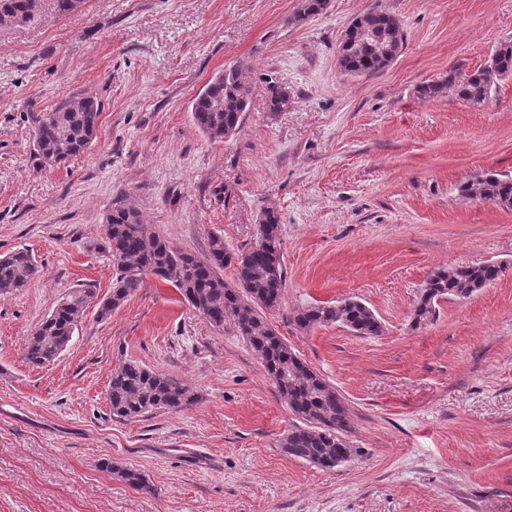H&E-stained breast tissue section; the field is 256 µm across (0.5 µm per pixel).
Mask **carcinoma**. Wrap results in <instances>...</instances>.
Listing matches in <instances>:
<instances>
[{
  "instance_id": "carcinoma-1",
  "label": "carcinoma",
  "mask_w": 512,
  "mask_h": 512,
  "mask_svg": "<svg viewBox=\"0 0 512 512\" xmlns=\"http://www.w3.org/2000/svg\"><path fill=\"white\" fill-rule=\"evenodd\" d=\"M329 0H301L297 19L323 14ZM40 0H0V19L16 25L34 19ZM350 48H339V66L348 75L375 74L388 67L404 44L398 19L385 10H375L353 21ZM249 65L241 62L213 78L194 99L192 118L197 128L213 141L235 132L246 112L250 88ZM512 77V41L500 44L488 65L465 72L452 68L448 76L418 88L419 96L437 99L454 93L460 100L481 105L492 99L497 83ZM290 92L279 83H269L268 106L280 112L288 106ZM101 104L92 97L65 98L51 111L30 113L33 123L32 151L40 167H58L86 150L93 142ZM462 197L512 210V177L487 174L460 187ZM99 249L112 255L115 283L112 293L98 304L101 320L111 317L145 276H157L176 288L193 310L213 326L228 322L260 359L292 414L306 422L288 429L279 446L288 456L330 470L360 456L343 439L350 429V414L336 388L288 347L264 316L282 302L285 275L282 265V227L278 215L267 210L257 224L256 240L246 249L232 251L224 237L211 236L207 253L198 256L181 250L150 232L138 210L119 205L106 218ZM227 266L235 269V284L224 282ZM504 267L491 263L438 269L422 285L413 310V324L429 320L438 300L467 299L497 281ZM40 266L22 249L0 257V299H8L39 276ZM94 298L89 288H73L55 305L47 318L28 336L23 347L26 363L42 367L57 360L72 340L88 304ZM301 329L336 324L358 336H378L382 331L374 312L359 300L313 304L294 316ZM112 416L132 420L153 411L180 412L196 396L178 378L157 373L135 361L112 371L108 385ZM102 468L137 491H148L145 476L136 468L107 459Z\"/></svg>"
}]
</instances>
